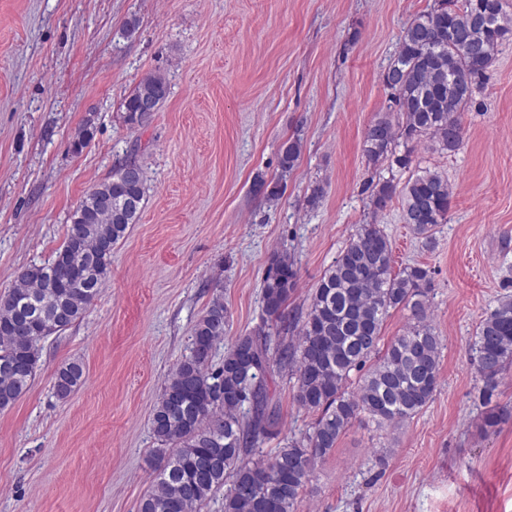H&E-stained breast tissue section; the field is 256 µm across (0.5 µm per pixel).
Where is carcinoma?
<instances>
[{
	"mask_svg": "<svg viewBox=\"0 0 512 512\" xmlns=\"http://www.w3.org/2000/svg\"><path fill=\"white\" fill-rule=\"evenodd\" d=\"M512 39L509 0H438L404 28L383 75L391 105L366 131L368 164L388 163L389 177L369 182L374 211L401 195L404 223L422 246H437V227L448 223L451 190L435 171L396 182L395 170L412 164L409 144L431 138L458 150L463 114L472 104L499 47ZM166 78L150 74L124 100V121L142 126L151 114L142 103L161 106ZM404 147V152L397 151ZM298 138L283 142L280 177L296 166ZM145 171L132 158L87 192L71 216L64 242L43 264L18 275V285L0 297V411L31 387L40 343L83 318L110 273L112 249L136 223L145 197ZM268 201L282 194L281 181L255 178ZM297 271L288 253L272 255L261 292V323L235 338L213 366L228 326L224 301L215 296L192 327L190 355L164 382L151 430L156 481L139 512H203L224 491V512H294L315 464L329 455L355 424L378 428L404 423L433 399L439 383L442 339L431 325L432 277L425 267L392 269V247L377 224H364L340 251L314 288L306 312L286 322ZM408 312V325L382 346L391 312ZM298 330L297 341L288 331ZM482 401L480 428L495 432L512 410L492 399L512 366V295L499 300L476 328L468 347ZM291 372L293 399L316 414L300 436L264 451L277 438L279 410L268 394L272 369ZM86 380L81 361L59 366L54 394L68 398Z\"/></svg>",
	"mask_w": 512,
	"mask_h": 512,
	"instance_id": "1",
	"label": "carcinoma"
}]
</instances>
